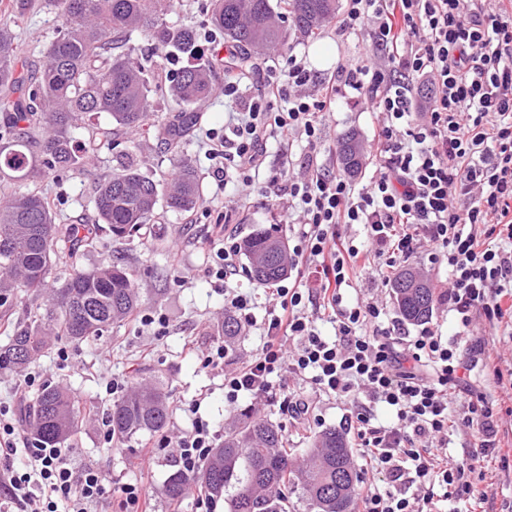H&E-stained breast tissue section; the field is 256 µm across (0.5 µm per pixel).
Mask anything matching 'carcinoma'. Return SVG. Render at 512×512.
I'll return each instance as SVG.
<instances>
[{"instance_id":"1","label":"carcinoma","mask_w":512,"mask_h":512,"mask_svg":"<svg viewBox=\"0 0 512 512\" xmlns=\"http://www.w3.org/2000/svg\"><path fill=\"white\" fill-rule=\"evenodd\" d=\"M61 12L62 23L45 56L26 74L17 73L13 32L0 25V181L17 186L0 204V300L18 288L44 286L55 246L79 236L82 227L54 223L50 208L25 184L49 173L83 166L86 158L74 148L71 130L87 115L107 112L116 131L132 132L151 120L150 94L174 96L177 114L158 124L167 149L180 159L177 177L159 189L136 166L125 165L98 188L94 207L112 236L147 235L159 200L168 210L188 212L202 186L182 145L198 122L195 105L212 94L210 66L191 65L168 82L151 83L157 61H138L130 42L138 38L155 48L168 47L195 55L197 28L191 23L168 25L171 0H48ZM210 0L206 22L240 50L234 66L243 67L254 53L288 44V35L309 38L336 18L339 0ZM289 27L283 26L284 18ZM45 134L31 140L38 123ZM349 175L361 172L364 155L355 135L343 138L336 156ZM258 284L271 285L288 274V245L266 229L241 242ZM403 320L422 323L432 315L435 292L420 272L404 269L391 282ZM133 272L122 265L78 271L55 290L47 316L14 326L0 349L1 366H23L49 349L46 332L80 344L139 312ZM81 407L65 389L46 385L24 410L34 440L48 448L63 447L79 429ZM169 421L167 395L158 386H143L112 402L108 415L113 443L123 445L143 433H160ZM297 491L313 512H355L357 472L350 441L343 431L314 434L312 450L297 465L286 449L285 436L274 422L260 417L243 420L224 432L203 465L192 473L175 470L164 494L173 507L191 497L221 500L224 512H286L288 489Z\"/></svg>"}]
</instances>
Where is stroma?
Here are the masks:
<instances>
[{"instance_id":"1","label":"stroma","mask_w":512,"mask_h":512,"mask_svg":"<svg viewBox=\"0 0 512 512\" xmlns=\"http://www.w3.org/2000/svg\"><path fill=\"white\" fill-rule=\"evenodd\" d=\"M0 21L8 22L17 46L19 62L38 61L49 47L60 23L54 7L46 0H0ZM302 58L314 75L308 91L321 94L336 69L337 62L353 64L366 60V40L361 35L340 37L335 24H328L313 39L289 37L288 44L276 51L279 61L289 56ZM200 122L186 147L193 161L203 192L196 207L187 213H175L158 207V219L149 237L139 235L118 239L107 225L98 223L93 198L98 185L116 172L121 163L132 161L159 185H166L177 169V161L167 150L155 126H147L137 135L114 133L110 115L101 112L85 117L73 129L74 145L85 153V167L60 175H50L32 183L31 188L47 199L55 223L82 224L90 228L93 241L88 245H62L47 285L25 292L21 299L0 304V317L18 323L29 320L36 306L45 304L50 289L59 287L78 270L89 271L121 260L129 266L141 291L142 313L158 317V324L144 327L139 319H130L104 331L102 335L74 346L55 341L44 356L26 367L0 370V406L14 405V391L26 375H35V387L53 384L67 389L86 409L83 422L67 446L79 463L97 466L111 481L113 489L122 484L145 481L158 512H171L164 485L173 470V462L163 444L168 438L190 430L194 419L207 421L216 429L229 427L240 410L249 408L278 424L288 439L291 456L302 460L310 452L313 433L324 429L346 430L348 400L314 396L308 420L293 422L279 400L245 398L237 406L224 401L222 368L205 366L211 348L227 344V360L233 365L248 361L260 349L263 337L258 327H243L240 336L225 341L224 286L208 277L212 262L209 241L220 231L245 237L254 229L274 228L286 241H293L298 227L287 209L285 198L266 195L271 178L298 171L307 164V151L301 144L269 145L267 157L254 176L250 197L238 190L217 187L212 171L224 165L214 156L208 131H224V99L211 96L198 105ZM378 114L365 100L354 101L337 96L334 114L326 121L319 158L325 169L336 171V151L341 138L356 133L365 151L366 161L355 177L366 180L376 162L374 134ZM113 131L112 140H104L103 131ZM392 270L371 268L363 271L351 288L345 289L348 303L377 301L389 316L397 309L387 282ZM485 366L479 367L472 388L485 393L499 413V438L512 443V394L494 379V371L512 373V345L490 336L485 340ZM125 381L127 390L143 382L160 383L168 395L171 418L163 433L139 436L121 447L107 440L104 414L113 401L106 389L110 379ZM157 445L158 452L149 479H141L137 467L144 443Z\"/></svg>"}]
</instances>
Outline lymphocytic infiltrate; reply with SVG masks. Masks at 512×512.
I'll list each match as a JSON object with an SVG mask.
<instances>
[{"mask_svg": "<svg viewBox=\"0 0 512 512\" xmlns=\"http://www.w3.org/2000/svg\"><path fill=\"white\" fill-rule=\"evenodd\" d=\"M336 31L366 33L384 64L341 63L344 85L369 98L380 118L376 169L361 184L325 172L309 156L305 175L284 191L299 230L292 268L266 286L265 316L256 320L253 295L234 286L239 242L225 234L214 245L209 277L224 285V309L246 326L262 323L264 342L246 364L224 373V401L282 395L292 419L307 416L309 396L285 393L282 374L308 382L312 394L347 398V424L356 433L365 470L389 481L365 487L359 512H494L477 488L507 462L498 420L484 394L463 398L467 376L483 347L473 345L476 320L497 329L512 316V0H346ZM257 93L239 105L242 81ZM429 86L417 101L409 78ZM304 60L225 70L217 91L229 111L220 145L234 152L235 171L216 168L221 185H251L271 142L304 140L316 149L335 87L307 91ZM342 224H360L368 248L342 237ZM429 248L446 265L442 303L455 317L454 336L436 326L417 334L384 323L375 302L349 305L358 264L387 268ZM315 287H308V279ZM336 327L322 336L318 315ZM385 410L389 423L378 419ZM467 429L477 439L461 455L448 438ZM15 418L0 409V512H149L142 483L112 495L95 466H75L67 449L21 443ZM219 433L197 420L169 454L191 472L215 448Z\"/></svg>", "mask_w": 512, "mask_h": 512, "instance_id": "obj_1", "label": "lymphocytic infiltrate"}]
</instances>
